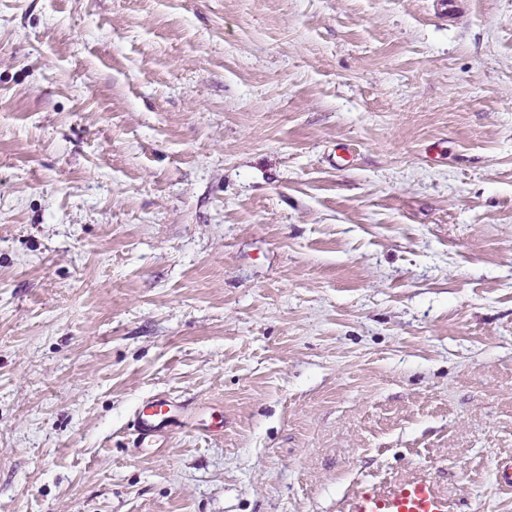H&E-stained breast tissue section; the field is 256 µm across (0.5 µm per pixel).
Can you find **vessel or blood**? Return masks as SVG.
Returning <instances> with one entry per match:
<instances>
[{"instance_id": "b4317fda", "label": "vessel or blood", "mask_w": 512, "mask_h": 512, "mask_svg": "<svg viewBox=\"0 0 512 512\" xmlns=\"http://www.w3.org/2000/svg\"><path fill=\"white\" fill-rule=\"evenodd\" d=\"M184 425L183 405L163 395L154 396L134 414L133 445L162 451L174 429ZM346 512H453V508L429 478L419 476L384 489L363 485Z\"/></svg>"}]
</instances>
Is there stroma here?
I'll use <instances>...</instances> for the list:
<instances>
[{"instance_id": "1", "label": "stroma", "mask_w": 512, "mask_h": 512, "mask_svg": "<svg viewBox=\"0 0 512 512\" xmlns=\"http://www.w3.org/2000/svg\"><path fill=\"white\" fill-rule=\"evenodd\" d=\"M158 392L223 435L135 453ZM505 462L512 0H0V512H512ZM346 512H453V507L429 478L419 476L384 489L364 484Z\"/></svg>"}]
</instances>
